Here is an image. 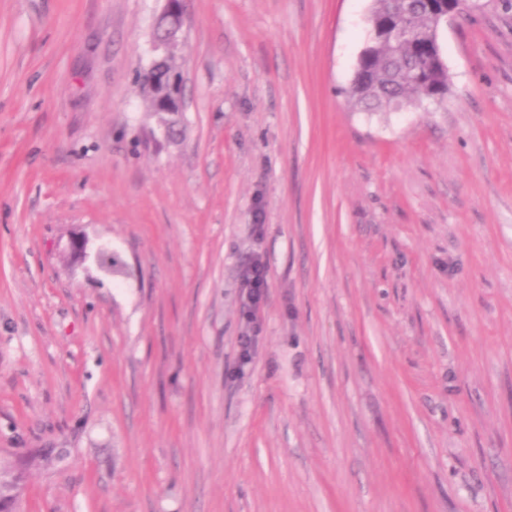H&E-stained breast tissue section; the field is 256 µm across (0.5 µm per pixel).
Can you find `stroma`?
<instances>
[{
  "mask_svg": "<svg viewBox=\"0 0 512 512\" xmlns=\"http://www.w3.org/2000/svg\"><path fill=\"white\" fill-rule=\"evenodd\" d=\"M164 5L0 0L12 512H512V8L441 31L442 104L370 116L371 0H185L173 116ZM176 0H165V8L162 14L165 23L162 26L161 33L156 34L155 30L152 36L153 58L148 69L142 74V84L145 92L151 97L155 95L156 84L152 79V73L156 70L173 69L171 59L174 57V50L183 39L185 15L182 0L179 5L174 3ZM154 80L163 84L167 82V73L157 71L153 73ZM244 283L247 291V317L252 321L262 299L264 288L267 286L266 266L260 259L252 260L244 270Z\"/></svg>",
  "mask_w": 512,
  "mask_h": 512,
  "instance_id": "35a3bbf8",
  "label": "stroma"
}]
</instances>
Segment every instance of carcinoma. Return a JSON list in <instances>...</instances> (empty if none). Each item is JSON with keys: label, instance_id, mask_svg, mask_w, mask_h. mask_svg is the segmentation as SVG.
<instances>
[{"label": "carcinoma", "instance_id": "obj_1", "mask_svg": "<svg viewBox=\"0 0 512 512\" xmlns=\"http://www.w3.org/2000/svg\"><path fill=\"white\" fill-rule=\"evenodd\" d=\"M373 15L404 26L398 37L382 42L371 34L363 60L366 79L346 89L354 106L373 114L403 105L439 104L448 92V69L432 62L434 19L416 0H374Z\"/></svg>", "mask_w": 512, "mask_h": 512}]
</instances>
